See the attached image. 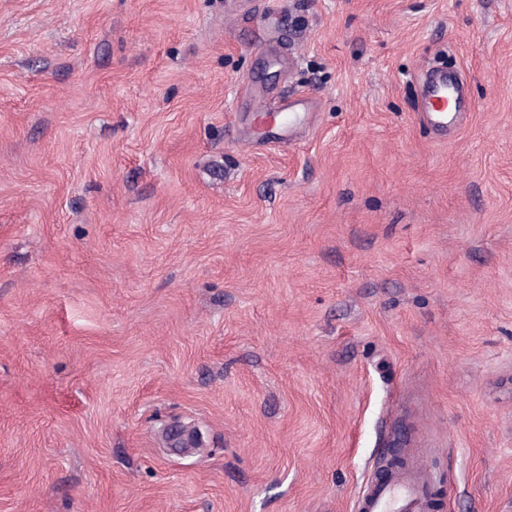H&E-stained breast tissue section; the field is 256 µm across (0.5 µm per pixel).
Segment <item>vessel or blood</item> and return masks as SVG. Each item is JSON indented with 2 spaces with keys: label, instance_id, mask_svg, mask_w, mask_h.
Returning a JSON list of instances; mask_svg holds the SVG:
<instances>
[{
  "label": "vessel or blood",
  "instance_id": "obj_1",
  "mask_svg": "<svg viewBox=\"0 0 512 512\" xmlns=\"http://www.w3.org/2000/svg\"><path fill=\"white\" fill-rule=\"evenodd\" d=\"M448 79L435 74L426 96V110L421 120L427 125L444 130L448 127ZM429 485L422 466L407 464L392 471L375 485L357 504L358 512H427Z\"/></svg>",
  "mask_w": 512,
  "mask_h": 512
}]
</instances>
